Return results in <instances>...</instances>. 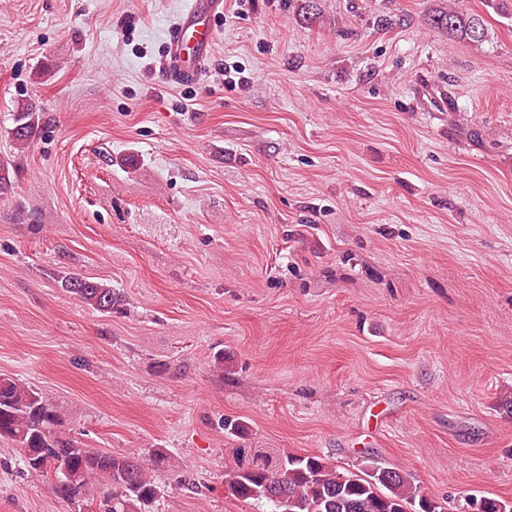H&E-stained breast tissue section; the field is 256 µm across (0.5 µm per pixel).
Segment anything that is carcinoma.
<instances>
[{
  "label": "carcinoma",
  "mask_w": 512,
  "mask_h": 512,
  "mask_svg": "<svg viewBox=\"0 0 512 512\" xmlns=\"http://www.w3.org/2000/svg\"><path fill=\"white\" fill-rule=\"evenodd\" d=\"M432 23L449 34L473 42L485 38L483 20L455 10L437 14ZM42 129V115L33 107L14 113L9 134L16 153H24ZM16 167L0 161V194L13 188ZM60 287L84 305L104 314L127 310L119 290L77 274L61 278ZM63 418L47 396L31 385L0 374V439L23 451L25 470L36 476L54 471L52 491L73 500L88 485L104 480L112 491L98 512H151L167 495L156 473L167 456L113 454L85 447L60 431ZM234 465L224 471V491L242 501H264L272 512H448L416 483L415 478L378 457H366L355 470H339L329 458L288 452L270 453L237 444L247 429L243 421L224 422ZM474 512H512V503L492 498L471 501Z\"/></svg>",
  "instance_id": "1"
}]
</instances>
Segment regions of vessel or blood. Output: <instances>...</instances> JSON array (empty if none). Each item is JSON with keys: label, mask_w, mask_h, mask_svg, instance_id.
Here are the masks:
<instances>
[{"label": "vessel or blood", "mask_w": 512, "mask_h": 512, "mask_svg": "<svg viewBox=\"0 0 512 512\" xmlns=\"http://www.w3.org/2000/svg\"><path fill=\"white\" fill-rule=\"evenodd\" d=\"M223 11L222 0H189L170 32V71L188 77L204 68L215 38L213 20Z\"/></svg>", "instance_id": "1"}]
</instances>
